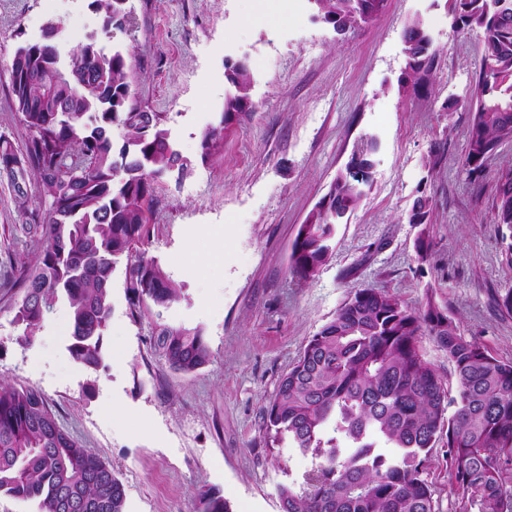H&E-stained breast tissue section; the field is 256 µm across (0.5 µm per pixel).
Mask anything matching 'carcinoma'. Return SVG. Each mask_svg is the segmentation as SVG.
I'll use <instances>...</instances> for the list:
<instances>
[{
	"mask_svg": "<svg viewBox=\"0 0 512 512\" xmlns=\"http://www.w3.org/2000/svg\"><path fill=\"white\" fill-rule=\"evenodd\" d=\"M385 0H313L316 18L347 28L381 12ZM102 19L125 11L118 0H93ZM458 22L482 33L484 55L464 167L482 169L487 155L512 132V0H455ZM406 67L399 83L419 91L436 51L419 20L403 34ZM25 66L10 75V92L29 133L25 150L0 140V172L31 168L51 198L43 247L22 273L24 296L14 322L30 339L57 305L70 315L68 351L98 369L103 330L112 310V274L127 259L126 288L139 315L169 308L180 289L154 259H131L150 211L152 182L180 161L155 113L133 103L124 56L82 44L68 64L55 45L24 42ZM219 125L204 133L208 156L245 112L256 108L247 67L231 70ZM133 130L114 151V124ZM371 137L349 160L370 164ZM369 181L343 171L297 232L290 270L310 279L332 251L336 225L366 196ZM432 199L418 197L410 223H429ZM494 220L512 266V169L498 174ZM429 336L448 355L451 390L422 357ZM154 345L175 370L208 362L198 328L157 323ZM272 444L288 443L320 463L306 489L279 486L281 512H436L425 462L441 434L447 437L448 474L455 512H512V361L462 335L433 301L418 314L383 290L355 292L302 348L263 410ZM34 501L37 512H124L125 491L112 467L71 435L36 388L0 387V495ZM200 512H230L217 492L201 494Z\"/></svg>",
	"mask_w": 512,
	"mask_h": 512,
	"instance_id": "carcinoma-1",
	"label": "carcinoma"
}]
</instances>
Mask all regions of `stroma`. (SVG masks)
<instances>
[{
	"mask_svg": "<svg viewBox=\"0 0 512 512\" xmlns=\"http://www.w3.org/2000/svg\"><path fill=\"white\" fill-rule=\"evenodd\" d=\"M91 0H0V139L24 148L10 93L17 45L59 23L61 60L88 39L121 48L135 105L157 113L185 173L154 183L138 255L158 261L181 289L160 317L132 315L126 265L112 274V312L98 372L67 350L69 313L57 306L32 340L13 318L20 273L34 264L51 199L34 174L0 173V385L41 390L63 426L110 464L125 512H198L213 490L232 512H280L278 488H303L317 461L270 446L262 411L307 340L360 288L388 292L421 312L435 302L467 337L512 360V315L495 300L512 290V266L494 221L496 177L512 167V141L469 177L464 160L481 69L479 32L460 29L451 0H386L372 23L339 35L315 20L310 0H127L123 28L104 32ZM428 29L436 58L429 86L400 92L402 34ZM250 67L255 111L243 114L209 157L205 129L229 89L227 61ZM378 141L371 188L338 225L314 277L290 271L292 243L308 212L363 139ZM432 198L424 230L409 223ZM200 328L211 357L172 369L153 345L156 322ZM446 442L426 463L438 512H454Z\"/></svg>",
	"mask_w": 512,
	"mask_h": 512,
	"instance_id": "35a3bbf8",
	"label": "stroma"
}]
</instances>
